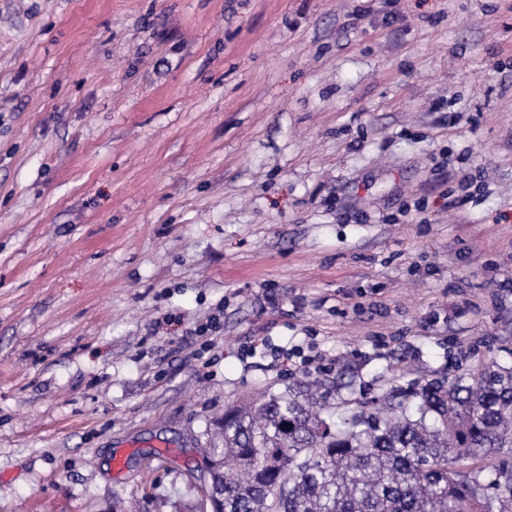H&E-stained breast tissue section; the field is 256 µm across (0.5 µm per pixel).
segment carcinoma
Returning a JSON list of instances; mask_svg holds the SVG:
<instances>
[{"mask_svg": "<svg viewBox=\"0 0 512 512\" xmlns=\"http://www.w3.org/2000/svg\"><path fill=\"white\" fill-rule=\"evenodd\" d=\"M305 380L229 406L197 475L220 512H512V363L330 405Z\"/></svg>", "mask_w": 512, "mask_h": 512, "instance_id": "carcinoma-1", "label": "carcinoma"}]
</instances>
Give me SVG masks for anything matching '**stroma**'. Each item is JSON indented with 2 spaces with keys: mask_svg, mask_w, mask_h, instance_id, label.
<instances>
[{
  "mask_svg": "<svg viewBox=\"0 0 512 512\" xmlns=\"http://www.w3.org/2000/svg\"><path fill=\"white\" fill-rule=\"evenodd\" d=\"M511 349L512 0H0V512H197L225 407Z\"/></svg>",
  "mask_w": 512,
  "mask_h": 512,
  "instance_id": "obj_1",
  "label": "stroma"
}]
</instances>
